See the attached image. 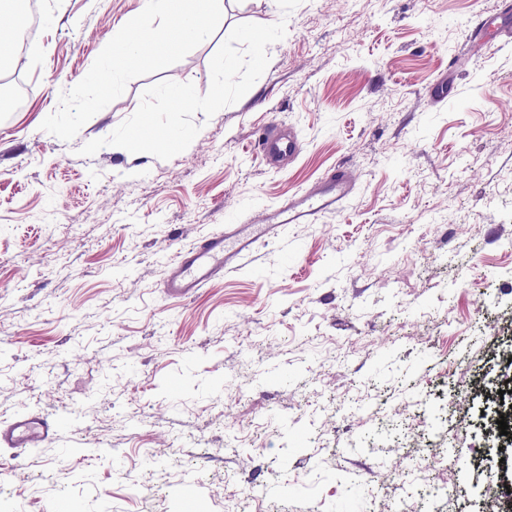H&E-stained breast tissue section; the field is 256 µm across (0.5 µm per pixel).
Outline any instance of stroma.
<instances>
[{
    "mask_svg": "<svg viewBox=\"0 0 512 512\" xmlns=\"http://www.w3.org/2000/svg\"><path fill=\"white\" fill-rule=\"evenodd\" d=\"M20 76L0 112V422H74L63 444L16 461L0 447L10 512H384L419 506L402 437L448 411L430 458L437 512H478V487H512V448L475 415L512 376V42L455 73L457 101L424 90L470 20L501 0H224L206 38L119 72L120 32L159 26L141 0H39ZM286 19L263 75L168 160L80 155L162 80L211 84L240 23ZM305 150L260 161V121ZM361 191L346 211L292 224L288 246L210 282L163 292L176 243L227 213L276 205L336 164ZM293 377L282 384L281 374ZM158 453L161 467L147 466ZM199 486L188 491L189 473Z\"/></svg>",
    "mask_w": 512,
    "mask_h": 512,
    "instance_id": "stroma-1",
    "label": "stroma"
}]
</instances>
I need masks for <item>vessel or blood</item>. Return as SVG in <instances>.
<instances>
[{"mask_svg":"<svg viewBox=\"0 0 512 512\" xmlns=\"http://www.w3.org/2000/svg\"><path fill=\"white\" fill-rule=\"evenodd\" d=\"M500 35L491 19L480 18L468 30L463 56L449 61V72L464 65L477 67ZM257 146L267 170L280 172L297 161L304 141L299 132L274 118L261 126ZM359 188L354 171L340 166L275 207L230 215L224 221L223 232L205 243L174 250L163 281L166 297L176 302L193 297L205 284L237 271L259 245L285 242L288 225L317 224L325 215L342 211L356 199ZM66 426V420L60 416L31 413L17 417L0 424V446L22 456L29 449L55 443Z\"/></svg>","mask_w":512,"mask_h":512,"instance_id":"obj_1","label":"vessel or blood"}]
</instances>
